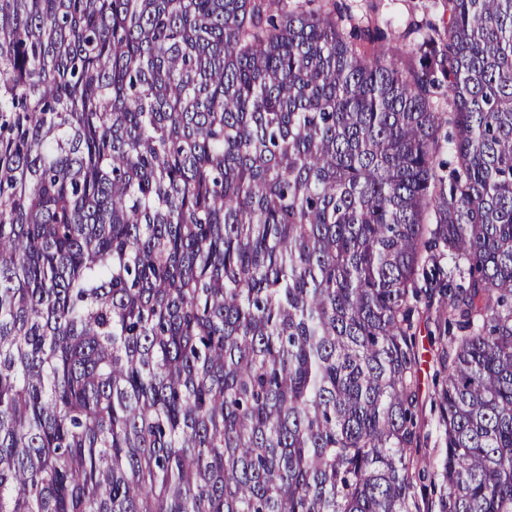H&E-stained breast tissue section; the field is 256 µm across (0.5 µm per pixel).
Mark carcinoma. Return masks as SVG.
<instances>
[{
  "label": "carcinoma",
  "mask_w": 512,
  "mask_h": 512,
  "mask_svg": "<svg viewBox=\"0 0 512 512\" xmlns=\"http://www.w3.org/2000/svg\"><path fill=\"white\" fill-rule=\"evenodd\" d=\"M444 5L0 0V512H512V0ZM439 1V2H438ZM346 5L347 13L355 16L356 29L383 30L390 46L398 49L402 60L411 57L413 36L408 32L415 25L433 23L443 30V7L440 0H336ZM435 313H420L417 332L415 336L417 359V404L416 422L419 436L415 459L429 460L434 467L429 468L425 481L426 490L417 483L416 494L420 498L430 493L433 484L439 489L442 481L440 475L442 464L448 450L440 425V406L438 392L444 384L446 373L443 372L439 362L440 345L438 343L439 328L435 324Z\"/></svg>",
  "instance_id": "carcinoma-1"
}]
</instances>
